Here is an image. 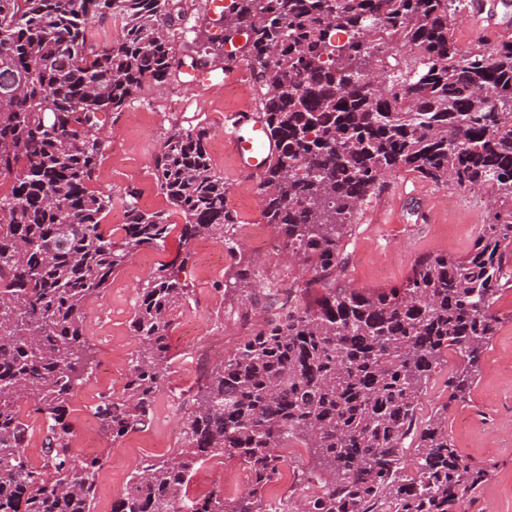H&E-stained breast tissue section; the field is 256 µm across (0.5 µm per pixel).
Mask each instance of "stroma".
<instances>
[{
  "label": "stroma",
  "instance_id": "obj_1",
  "mask_svg": "<svg viewBox=\"0 0 512 512\" xmlns=\"http://www.w3.org/2000/svg\"><path fill=\"white\" fill-rule=\"evenodd\" d=\"M182 6L183 21L171 37L179 54L187 57L199 44L219 34L220 9L216 0H182ZM231 75L247 84L252 81L251 71L242 60L228 72L185 66L163 88L145 86L120 111L111 114L104 130L108 148L93 182L95 189L111 193L115 200L104 221L106 230L118 232L123 221L119 198L127 188L137 189L143 210L166 209L167 201L152 175L151 159L173 129L198 122L210 126L207 149L212 161L223 171L231 194L242 200L233 209L239 223H261L260 209L246 203L247 198L258 194L259 180L239 173L234 153L224 148L225 122L236 111L224 93V82ZM443 194V188L412 174L402 173L388 180L357 216L348 240L342 284L366 292L398 287L421 256L464 255L486 223L495 200L488 193L459 189L455 192L457 204L451 208ZM238 240L244 257L259 261L269 281L291 282L300 277V270L289 267L274 244L263 245L243 234ZM178 248L179 241L173 237L166 248L135 252L87 310L86 338L93 371L70 402V420L75 442L84 455L103 459L94 512H109L132 473L146 460L170 455L179 448L185 414L172 411L169 399L174 395L188 397L200 381V374L190 371V362L199 360L205 368L219 361L251 326L272 314L264 302L251 301L255 286L226 288L234 259L222 240L200 236L190 241L191 259L180 274L189 295L174 312L170 367L152 420L143 430L116 441L103 434L93 416L100 400L98 387L108 377L113 395L122 394L137 349L131 320L138 292L158 267L175 257ZM494 310L500 318L499 329L488 345L467 400L448 399V374L458 363L452 356L432 375L418 409L423 421L445 411L448 433L459 453L489 472L481 485L461 490L460 502L466 505V512H512V288L502 292ZM311 465L307 449H290L287 466L266 489L272 507H296L298 480ZM227 479L232 482V495H240L248 487V473L237 460L215 458L195 471L187 494L203 495Z\"/></svg>",
  "mask_w": 512,
  "mask_h": 512
}]
</instances>
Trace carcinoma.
I'll return each mask as SVG.
<instances>
[{
    "mask_svg": "<svg viewBox=\"0 0 512 512\" xmlns=\"http://www.w3.org/2000/svg\"><path fill=\"white\" fill-rule=\"evenodd\" d=\"M464 0H230L221 33L191 66L241 53L260 91L274 144L259 180L263 222L283 254L310 274L276 313L191 395L181 447L146 461L112 512H270L266 486L284 449L307 448L299 512H455L464 485L487 471L459 454L437 413L423 423V389L452 351L449 401L464 402L496 335L492 307L512 286V40L491 55L463 50L452 18ZM182 0H0V74L20 90L0 104V512H93L102 460L73 448L69 406L91 370L85 309L142 248L173 233L224 240L237 255L236 216L205 126L171 131L152 159L169 210L146 212L124 193L121 238L103 228L112 193L91 187L105 151L106 113L145 83L184 66L168 36ZM115 39L91 42L92 22ZM245 38L239 44V38ZM392 43L417 53L393 65ZM492 89L495 99L479 104ZM409 172L441 187L486 189L500 205L463 256L420 257L399 288L367 293L336 281L355 215L386 179ZM183 223L170 222L171 213ZM189 253L140 288L137 350L122 396L94 408L117 440L148 426L170 361L173 313L188 295ZM236 261L235 283L261 282ZM48 422L44 464L26 455L29 418ZM237 460L250 486L229 500L216 486L187 497L194 471Z\"/></svg>",
    "mask_w": 512,
    "mask_h": 512,
    "instance_id": "obj_1",
    "label": "carcinoma"
}]
</instances>
